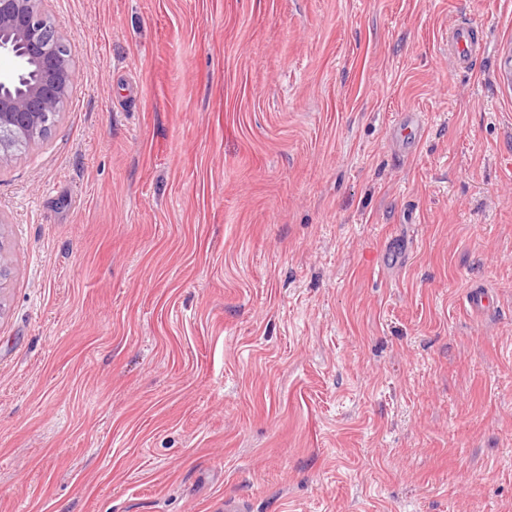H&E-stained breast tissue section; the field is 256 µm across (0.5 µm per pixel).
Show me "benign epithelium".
Here are the masks:
<instances>
[{"instance_id":"obj_1","label":"benign epithelium","mask_w":512,"mask_h":512,"mask_svg":"<svg viewBox=\"0 0 512 512\" xmlns=\"http://www.w3.org/2000/svg\"><path fill=\"white\" fill-rule=\"evenodd\" d=\"M44 2L0 0V54L15 62L0 76V165L18 144L45 137L72 88L70 51Z\"/></svg>"}]
</instances>
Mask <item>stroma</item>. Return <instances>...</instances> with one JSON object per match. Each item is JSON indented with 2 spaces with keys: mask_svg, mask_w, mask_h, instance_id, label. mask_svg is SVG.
<instances>
[{
  "mask_svg": "<svg viewBox=\"0 0 512 512\" xmlns=\"http://www.w3.org/2000/svg\"><path fill=\"white\" fill-rule=\"evenodd\" d=\"M44 8L73 84L0 165V512H512V0ZM486 43L477 36L475 27L468 22H458L448 29V56L459 66L469 65L485 53ZM421 133V120L413 112L405 113L402 118L392 127L391 138L401 148H410ZM466 302L469 309L477 315H490L495 312L497 304L494 297L483 288H472L467 292Z\"/></svg>",
  "mask_w": 512,
  "mask_h": 512,
  "instance_id": "35a3bbf8",
  "label": "stroma"
}]
</instances>
